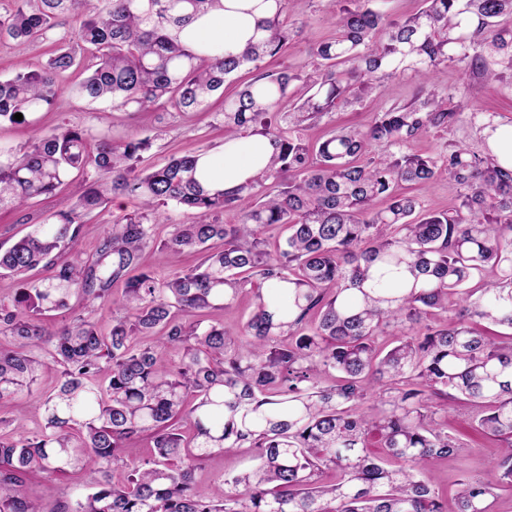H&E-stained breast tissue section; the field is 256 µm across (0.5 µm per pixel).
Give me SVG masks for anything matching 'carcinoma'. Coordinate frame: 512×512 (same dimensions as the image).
Returning a JSON list of instances; mask_svg holds the SVG:
<instances>
[{
    "label": "carcinoma",
    "instance_id": "cac0c4a2",
    "mask_svg": "<svg viewBox=\"0 0 512 512\" xmlns=\"http://www.w3.org/2000/svg\"><path fill=\"white\" fill-rule=\"evenodd\" d=\"M17 2L0 15V36L19 48L57 17L83 16L74 39L93 63L76 92L92 103L198 112L226 80L255 72L224 104L222 126L229 138L267 140L272 152L224 192L201 182L199 153L141 166L146 138L92 145L67 128L22 152L0 149V209L54 193L74 171L94 172L75 206L0 250L1 277L52 269L21 282L12 304L0 305V403L33 395L47 361L62 367L57 391L36 400L44 426L0 433V512H448L423 476L465 451L445 429L459 400L476 408L474 430L505 447L497 481L462 480L454 512H493L496 490L512 486V161L489 144L494 115L469 113L483 132L481 149L454 146L437 159L404 152L430 129L463 119L433 92L378 113L364 129L332 132L315 159L289 131L408 72L424 78L442 64L465 63L504 78L512 73V0H427L405 20L385 18L377 0L339 12L336 0H325L336 36L312 49L303 77L261 67L293 30L288 0H264L267 15L245 47L216 55L169 28L222 0ZM379 28L384 39L374 42ZM76 64L64 46L42 70L0 79V120L51 106L58 74ZM373 143L386 155L363 159ZM441 179L460 189L458 208L425 211L397 192L402 182ZM117 195L140 208L112 224L89 264L70 250L82 236V212ZM171 204L200 220L169 225L163 247L201 261L160 280L141 256ZM227 208L237 211L236 223L206 219ZM275 224L288 225L289 235L270 250L261 230ZM488 267L495 280L469 287ZM251 279L277 293L256 292L240 330L245 344L217 319H191L232 306ZM118 280L124 296L104 334L92 312ZM75 294L84 311L69 323L51 328L41 320L69 308ZM434 309L448 323H425ZM478 321L511 333L499 341L473 327ZM388 326L401 338L386 350L376 338ZM166 347L182 351L172 368L158 360ZM140 435L152 448L131 460L128 442ZM240 448L249 450L250 468L210 487L195 484L200 461ZM76 467L93 473L83 499L47 511L25 496L34 475Z\"/></svg>",
    "mask_w": 512,
    "mask_h": 512
}]
</instances>
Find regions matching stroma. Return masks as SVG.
<instances>
[{
	"instance_id": "1",
	"label": "stroma",
	"mask_w": 512,
	"mask_h": 512,
	"mask_svg": "<svg viewBox=\"0 0 512 512\" xmlns=\"http://www.w3.org/2000/svg\"><path fill=\"white\" fill-rule=\"evenodd\" d=\"M289 9L294 22L293 37L281 52L264 61V71L308 72L312 47L335 35V27L323 13L320 0H291ZM80 23L77 16L61 18L55 28L30 42L21 52L15 50L11 40L0 39V78L12 76L22 64L31 70L43 67L60 46L62 37L73 35ZM89 62V57H82L79 67L59 76L60 91L51 108L29 113L19 123H1L0 148L19 151L37 135L73 128L83 130L93 138H107L115 142L130 138L150 139L151 146L143 154L145 165L150 167L163 166L174 155L218 152L224 147L225 134L217 122L224 102L235 95L240 84L253 77L252 72L242 71L237 82L225 85L223 95L212 99L206 112L183 113L171 108L128 112L87 102L75 94L74 88L83 77L82 67ZM422 89L438 93L451 107L470 101L477 108L494 113L500 131L512 134V89L505 83L485 79L471 67L447 64L438 67L424 82L408 74L390 78L381 92L362 96L352 105L338 109L333 116L303 128L300 136L314 145L336 128L364 126L374 113L406 104ZM460 142L474 149L481 146L480 133L470 121H462L449 131L430 130L410 142L408 151L436 158L447 152L449 144ZM83 190L81 179H70L55 194L35 198L26 207L0 210V247H9L36 229L49 214L74 205ZM137 206V200L119 195L88 213L85 233L76 244V251L85 260H95L113 222ZM197 262V255L164 249L157 243L142 254L143 266L160 278L181 274ZM473 414V408L465 403L458 404L449 414L448 432L463 442L467 450L461 455L438 460L432 467L435 486L447 498L454 496L462 479L482 482L496 479L493 462L499 454L500 443L497 438L476 433L469 427L468 420Z\"/></svg>"
}]
</instances>
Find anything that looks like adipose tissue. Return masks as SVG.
Listing matches in <instances>:
<instances>
[{
    "label": "adipose tissue",
    "mask_w": 512,
    "mask_h": 512,
    "mask_svg": "<svg viewBox=\"0 0 512 512\" xmlns=\"http://www.w3.org/2000/svg\"><path fill=\"white\" fill-rule=\"evenodd\" d=\"M265 15L263 0H224L223 8L187 26L183 36L214 52H237L245 46L257 20ZM269 154L266 140L236 137L225 141L223 152L204 155L199 167L210 187L229 190L253 176L259 161Z\"/></svg>",
    "instance_id": "adipose-tissue-1"
}]
</instances>
